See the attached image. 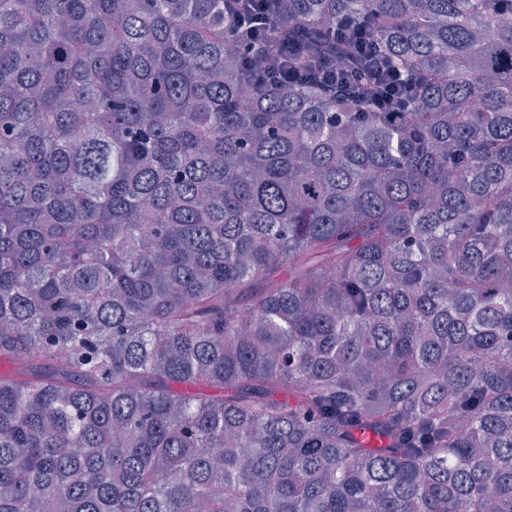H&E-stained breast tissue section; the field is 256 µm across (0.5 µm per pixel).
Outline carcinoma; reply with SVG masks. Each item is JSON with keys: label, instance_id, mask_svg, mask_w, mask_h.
Returning <instances> with one entry per match:
<instances>
[{"label": "carcinoma", "instance_id": "cac0c4a2", "mask_svg": "<svg viewBox=\"0 0 512 512\" xmlns=\"http://www.w3.org/2000/svg\"><path fill=\"white\" fill-rule=\"evenodd\" d=\"M274 2L0 0V512H512V0ZM265 0H225L224 10L233 12L234 17L250 28L262 27L265 32H271L273 26L265 18ZM381 72L384 73L382 82L385 85V94L379 100L380 108L386 112H403L401 95L403 97V91L407 89L409 82L381 69L380 73L375 71V83L380 81Z\"/></svg>", "mask_w": 512, "mask_h": 512}]
</instances>
